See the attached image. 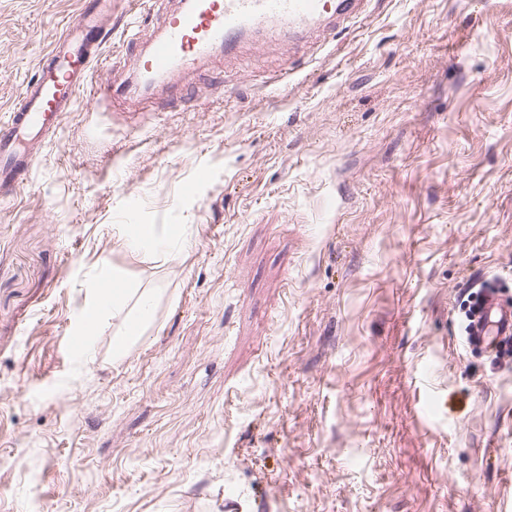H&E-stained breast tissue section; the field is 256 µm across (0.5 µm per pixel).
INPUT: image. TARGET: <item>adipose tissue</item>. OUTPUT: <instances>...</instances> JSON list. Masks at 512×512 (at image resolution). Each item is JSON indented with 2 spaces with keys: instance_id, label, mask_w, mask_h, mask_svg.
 <instances>
[{
  "instance_id": "adipose-tissue-1",
  "label": "adipose tissue",
  "mask_w": 512,
  "mask_h": 512,
  "mask_svg": "<svg viewBox=\"0 0 512 512\" xmlns=\"http://www.w3.org/2000/svg\"><path fill=\"white\" fill-rule=\"evenodd\" d=\"M134 302L135 315L130 319L125 335L116 337L114 340L115 355H124L130 343L136 341L142 334L143 329L153 319V294L149 291L131 293L127 288H113L108 294H96L90 310L85 315L80 326L81 332L92 333L99 323L106 309L121 311L127 302Z\"/></svg>"
}]
</instances>
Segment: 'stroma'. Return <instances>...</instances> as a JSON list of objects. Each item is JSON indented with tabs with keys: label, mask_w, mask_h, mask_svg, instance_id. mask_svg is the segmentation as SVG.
<instances>
[{
	"label": "stroma",
	"mask_w": 512,
	"mask_h": 512,
	"mask_svg": "<svg viewBox=\"0 0 512 512\" xmlns=\"http://www.w3.org/2000/svg\"><path fill=\"white\" fill-rule=\"evenodd\" d=\"M83 0H0V120ZM112 0L93 80L130 83ZM150 224L157 249L113 244ZM512 0H362L346 28L79 95L0 201V512H512ZM156 291L125 356L96 283ZM468 343L482 353L493 356L512 339V299L497 292L487 291L473 317Z\"/></svg>",
	"instance_id": "obj_1"
}]
</instances>
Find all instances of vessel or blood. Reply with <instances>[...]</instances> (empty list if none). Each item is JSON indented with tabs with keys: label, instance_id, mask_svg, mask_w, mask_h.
Returning a JSON list of instances; mask_svg holds the SVG:
<instances>
[{
	"label": "vessel or blood",
	"instance_id": "obj_1",
	"mask_svg": "<svg viewBox=\"0 0 512 512\" xmlns=\"http://www.w3.org/2000/svg\"><path fill=\"white\" fill-rule=\"evenodd\" d=\"M358 0H185L164 14L146 53L134 54L133 72L151 81L194 65L217 51L236 52L247 33L300 37L344 21ZM112 0H91L69 22L48 53L41 78L26 84L8 119L0 123V196L9 197L18 177L32 167L26 142L56 132L64 113L72 111L100 50L88 39L97 17ZM512 339V298L486 292L469 333L470 346L495 355Z\"/></svg>",
	"mask_w": 512,
	"mask_h": 512
}]
</instances>
